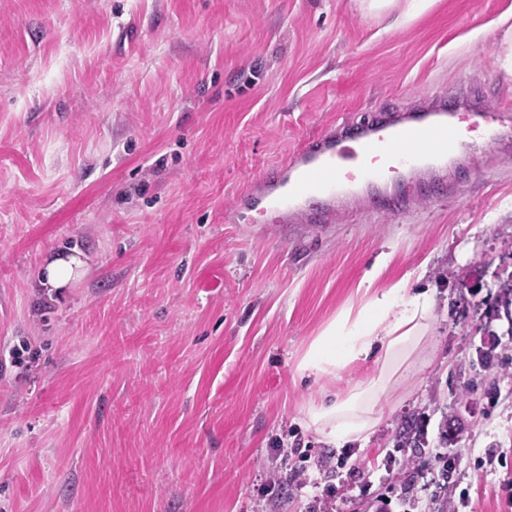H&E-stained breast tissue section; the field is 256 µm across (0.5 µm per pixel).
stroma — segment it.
Instances as JSON below:
<instances>
[{"instance_id":"stroma-1","label":"stroma","mask_w":512,"mask_h":512,"mask_svg":"<svg viewBox=\"0 0 512 512\" xmlns=\"http://www.w3.org/2000/svg\"><path fill=\"white\" fill-rule=\"evenodd\" d=\"M510 46L512 0H0V512H512V366L477 354L512 357V156L401 218L239 204L337 121L512 98ZM65 245L88 271L50 297ZM381 258L434 297L428 361L337 448L305 413L360 371L297 362ZM458 412L448 477L398 447ZM397 443L398 445L411 444L413 448L420 449L426 448L428 441L424 428L419 427L414 419H409L402 424Z\"/></svg>"}]
</instances>
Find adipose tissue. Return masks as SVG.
Listing matches in <instances>:
<instances>
[{
  "instance_id": "1",
  "label": "adipose tissue",
  "mask_w": 512,
  "mask_h": 512,
  "mask_svg": "<svg viewBox=\"0 0 512 512\" xmlns=\"http://www.w3.org/2000/svg\"><path fill=\"white\" fill-rule=\"evenodd\" d=\"M78 249L53 254L37 273V285L53 293L70 287L87 271ZM378 271L368 273L358 303L333 316L301 356L303 378H333L355 367L360 377L341 390L321 391L307 409L304 424L324 439L345 446L366 443L378 425L382 403L413 367L430 327L429 291L398 283L376 287Z\"/></svg>"
}]
</instances>
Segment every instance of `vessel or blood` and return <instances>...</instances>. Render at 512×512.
<instances>
[{"instance_id":"b4317fda","label":"vessel or blood","mask_w":512,"mask_h":512,"mask_svg":"<svg viewBox=\"0 0 512 512\" xmlns=\"http://www.w3.org/2000/svg\"><path fill=\"white\" fill-rule=\"evenodd\" d=\"M511 108L507 98L479 110L443 98L330 126L304 138L289 159L271 167L250 193V205L276 213L281 223L302 217L329 224L351 204L408 215L412 195L395 196L392 187L443 181L447 168L457 166L460 153L473 144H511L512 134L502 129Z\"/></svg>"}]
</instances>
